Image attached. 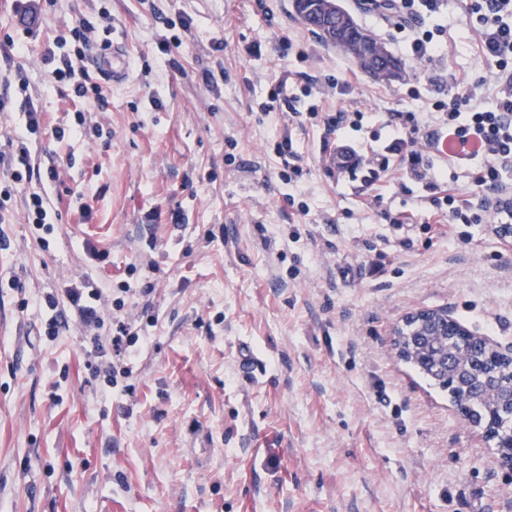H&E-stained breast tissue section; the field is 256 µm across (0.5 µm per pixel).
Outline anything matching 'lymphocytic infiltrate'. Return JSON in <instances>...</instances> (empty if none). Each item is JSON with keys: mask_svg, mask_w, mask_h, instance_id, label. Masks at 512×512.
<instances>
[{"mask_svg": "<svg viewBox=\"0 0 512 512\" xmlns=\"http://www.w3.org/2000/svg\"><path fill=\"white\" fill-rule=\"evenodd\" d=\"M471 13L483 34L481 56L493 62L494 68L465 93L451 91L436 99L431 111L392 112L380 122L375 113L356 108L327 109L330 87L310 84L304 89L305 97L312 100L310 116L323 128L320 151H335L337 170L370 191L385 184L393 194L406 195L412 184L422 185L428 192L430 217L437 224H481L491 213L512 219V182L506 178L512 172V0H474ZM111 34L112 15L102 9L94 19H81L56 35L43 49L41 58L51 84L81 104L68 125L47 122L40 98L29 90L24 67L15 61L22 45L7 38V48L0 55L6 67L0 77V112L18 113L22 120L19 131L8 137L6 150H0V167L5 168L11 184L32 185L25 197V221L47 235L59 220L47 188L59 182L60 174L54 166L40 169L32 160L31 145L47 134L60 143L81 134L86 124L83 104L104 107L102 87L85 65L84 51L94 44L100 51L110 50ZM487 87L493 90L488 105L480 96ZM376 124L381 130L373 134L365 153L345 145L349 132ZM462 156L479 163L470 186L464 189L448 178L449 166ZM64 298L76 308L87 332L111 325L113 358L132 361L142 334L121 309L104 315V291L91 280L66 289L64 296L49 293L42 298V305L51 312L50 335H57L66 323L60 307Z\"/></svg>", "mask_w": 512, "mask_h": 512, "instance_id": "obj_1", "label": "lymphocytic infiltrate"}]
</instances>
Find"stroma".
Returning a JSON list of instances; mask_svg holds the SVG:
<instances>
[{
    "label": "stroma",
    "mask_w": 512,
    "mask_h": 512,
    "mask_svg": "<svg viewBox=\"0 0 512 512\" xmlns=\"http://www.w3.org/2000/svg\"><path fill=\"white\" fill-rule=\"evenodd\" d=\"M342 4L405 60L401 80H374L323 44L292 0H57L23 18L0 0V40L32 30L20 63L53 123L76 104L44 73L46 40L105 7L128 63L87 114L104 135L32 149L43 168L75 159L54 234L42 242L24 224L23 192L0 206V512H512V470L485 427L392 349L419 308L512 346V246L497 216L426 223L419 185L367 203L325 171L311 124L291 129L303 175L285 184L281 118L260 109L279 84L307 111L304 86L334 80L341 105L429 111L487 69L470 0L415 21L448 44L447 58L417 62L383 12ZM183 13L193 24L164 54ZM207 70L223 71L217 87L202 84ZM84 275L127 287L128 317L155 318L113 385L93 366L108 336L91 340L73 314L48 335L38 306ZM244 344L265 364L253 380Z\"/></svg>",
    "instance_id": "35a3bbf8"
}]
</instances>
